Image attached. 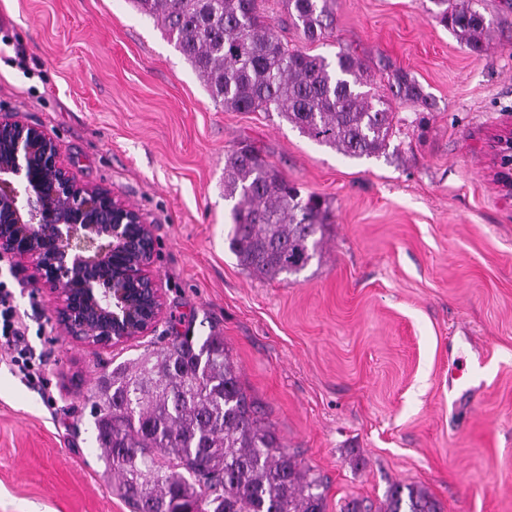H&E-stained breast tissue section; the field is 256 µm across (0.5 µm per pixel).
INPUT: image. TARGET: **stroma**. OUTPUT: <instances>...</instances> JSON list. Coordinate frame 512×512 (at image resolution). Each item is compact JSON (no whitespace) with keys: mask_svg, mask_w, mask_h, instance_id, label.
Instances as JSON below:
<instances>
[{"mask_svg":"<svg viewBox=\"0 0 512 512\" xmlns=\"http://www.w3.org/2000/svg\"><path fill=\"white\" fill-rule=\"evenodd\" d=\"M430 0H336L327 37L374 92L403 71L434 104H394L385 154L351 158L274 112L225 109L132 0H0V113L42 126L82 183L139 209L158 241L163 315L96 349L57 321L55 294L0 260L42 359L29 385L0 348V512H130L105 475L84 398L102 373L173 330L223 336L240 380L288 452L345 498L382 512L395 484L442 512H512V199L488 141L512 124V0L472 54ZM249 140L329 204L321 258L249 274L228 249L224 155Z\"/></svg>","mask_w":512,"mask_h":512,"instance_id":"35a3bbf8","label":"stroma"}]
</instances>
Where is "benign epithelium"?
Wrapping results in <instances>:
<instances>
[{
  "label": "benign epithelium",
  "mask_w": 512,
  "mask_h": 512,
  "mask_svg": "<svg viewBox=\"0 0 512 512\" xmlns=\"http://www.w3.org/2000/svg\"><path fill=\"white\" fill-rule=\"evenodd\" d=\"M491 150L512 196V128L494 135ZM155 246L144 215L112 189L78 181L45 129L0 113V256L57 295L70 337L110 347L156 327Z\"/></svg>",
  "instance_id": "benign-epithelium-1"
}]
</instances>
